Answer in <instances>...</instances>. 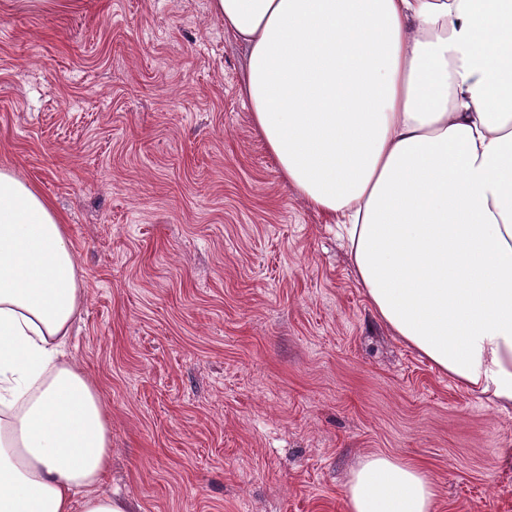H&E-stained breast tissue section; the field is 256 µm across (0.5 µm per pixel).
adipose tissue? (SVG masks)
<instances>
[{
	"label": "adipose tissue",
	"mask_w": 512,
	"mask_h": 512,
	"mask_svg": "<svg viewBox=\"0 0 512 512\" xmlns=\"http://www.w3.org/2000/svg\"><path fill=\"white\" fill-rule=\"evenodd\" d=\"M287 185L346 234L376 316L512 408V0H210ZM83 299L52 204L0 169V512H129L110 421L64 349ZM347 512H433L415 466L364 458Z\"/></svg>",
	"instance_id": "obj_1"
}]
</instances>
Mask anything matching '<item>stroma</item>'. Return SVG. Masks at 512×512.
Returning a JSON list of instances; mask_svg holds the SVG:
<instances>
[{"instance_id":"stroma-1","label":"stroma","mask_w":512,"mask_h":512,"mask_svg":"<svg viewBox=\"0 0 512 512\" xmlns=\"http://www.w3.org/2000/svg\"><path fill=\"white\" fill-rule=\"evenodd\" d=\"M208 0H0V168L35 185L84 297L68 345L135 512H346L374 453L434 512H512V409L374 315L282 180Z\"/></svg>"}]
</instances>
